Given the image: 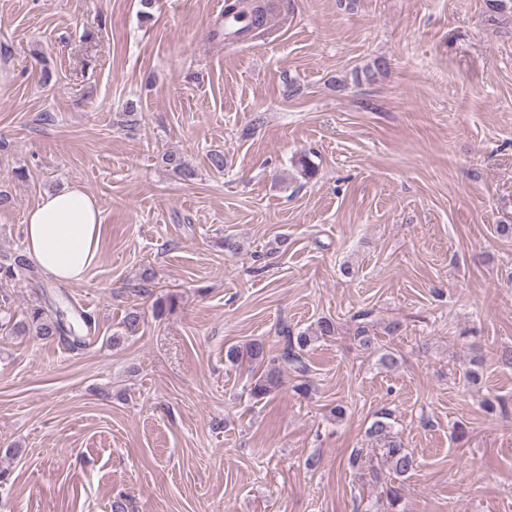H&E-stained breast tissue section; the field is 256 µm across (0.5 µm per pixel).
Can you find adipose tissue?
Wrapping results in <instances>:
<instances>
[{
    "label": "adipose tissue",
    "instance_id": "ef3b65f1",
    "mask_svg": "<svg viewBox=\"0 0 512 512\" xmlns=\"http://www.w3.org/2000/svg\"><path fill=\"white\" fill-rule=\"evenodd\" d=\"M101 210L95 196L70 185L40 196L24 226L25 249L44 276L84 281L101 242Z\"/></svg>",
    "mask_w": 512,
    "mask_h": 512
}]
</instances>
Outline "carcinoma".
I'll return each mask as SVG.
<instances>
[{
    "label": "carcinoma",
    "mask_w": 512,
    "mask_h": 512,
    "mask_svg": "<svg viewBox=\"0 0 512 512\" xmlns=\"http://www.w3.org/2000/svg\"><path fill=\"white\" fill-rule=\"evenodd\" d=\"M270 12L271 7L265 3V0H224L223 16L249 19L247 28L232 31L228 38L235 41L242 40L254 30L264 27ZM162 162L170 172L184 180L193 176L192 170L179 153L164 154ZM39 279V268L31 263L26 255L18 252L0 257V287L5 284L15 286L22 283L28 284ZM367 317L368 313L365 311L357 313L359 323L355 329V338L365 349L377 343L376 336L371 334L368 328ZM92 324V316L87 312L37 302L27 308L21 320L14 323L13 331L38 340L59 339L68 343L70 347L78 349L89 344L88 333L91 332ZM283 333L287 336V343L279 355L280 367L291 370L301 378L295 390L306 395L311 391V384L307 380L308 366L303 354L313 341L336 335V322L331 318L323 317L317 321L316 328L312 332L302 331L294 335L285 327ZM267 356L266 343L262 339L251 340L243 350L231 347L226 352L228 361L232 363L246 357L261 364L266 361ZM278 374L279 367H274L255 379L251 388L252 395L262 399L270 394L273 388L277 387ZM369 434L381 447L382 455L394 475L402 477L418 468L419 463L414 453L391 435L388 413L378 414L369 429Z\"/></svg>",
    "instance_id": "carcinoma-1"
}]
</instances>
